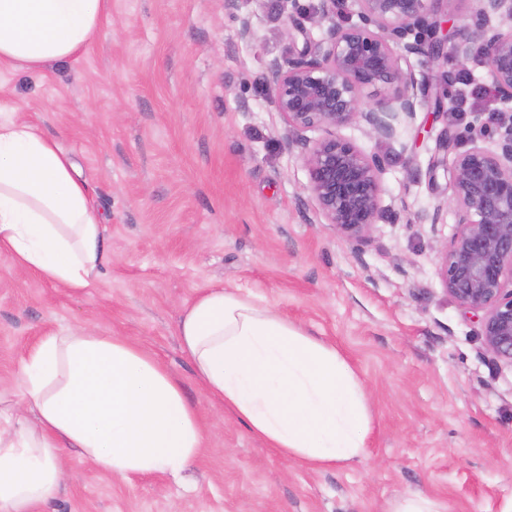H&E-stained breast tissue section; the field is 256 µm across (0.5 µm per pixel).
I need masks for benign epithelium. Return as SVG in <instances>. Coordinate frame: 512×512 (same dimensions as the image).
Wrapping results in <instances>:
<instances>
[{
  "mask_svg": "<svg viewBox=\"0 0 512 512\" xmlns=\"http://www.w3.org/2000/svg\"><path fill=\"white\" fill-rule=\"evenodd\" d=\"M455 0H353L357 21L319 0L315 13L328 23L325 36L304 37L288 58L269 64L268 87L308 171L307 190L329 224L362 246L387 218L382 205L383 158L340 136L365 123L377 138L426 105L448 113V60L465 66L477 59L494 91L512 105V0H473L471 22L448 42L439 17ZM427 59L436 83H418L410 57ZM317 129L316 141L304 132ZM486 126H467L472 146L448 160L458 136L443 129L432 168L449 172V197L458 228L439 255L443 290L463 308L482 313L481 332L494 359L512 364V114L497 115L496 150L477 145Z\"/></svg>",
  "mask_w": 512,
  "mask_h": 512,
  "instance_id": "obj_1",
  "label": "benign epithelium"
}]
</instances>
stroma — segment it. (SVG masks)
Instances as JSON below:
<instances>
[{"instance_id": "1", "label": "stroma", "mask_w": 512, "mask_h": 512, "mask_svg": "<svg viewBox=\"0 0 512 512\" xmlns=\"http://www.w3.org/2000/svg\"><path fill=\"white\" fill-rule=\"evenodd\" d=\"M112 0V23L77 60L0 70V110L20 114L74 153L107 218L112 262L81 295L0 264V381L40 336L88 325L154 354L209 427L180 478L131 483L68 460L58 498L35 512H384L420 493L447 512H499L512 495V365L487 353L481 316L436 272L457 230L444 172H432L442 128L470 148L467 124L501 105L480 64L452 73L462 108H418L395 138L365 126L343 138L385 161L392 219L354 248L306 189L308 172L268 90V65L321 39L299 0ZM250 17L254 37L238 36ZM238 288L336 345L370 400L369 454L348 467L283 459L210 397L180 349L181 307L203 288Z\"/></svg>"}]
</instances>
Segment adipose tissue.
Instances as JSON below:
<instances>
[{
    "mask_svg": "<svg viewBox=\"0 0 512 512\" xmlns=\"http://www.w3.org/2000/svg\"><path fill=\"white\" fill-rule=\"evenodd\" d=\"M111 21L112 0H0V69L75 60ZM104 260L103 217L71 152L0 113V262L81 294ZM176 333L207 393L283 458H366L367 392L335 345L224 287L183 305ZM205 440L179 379L140 345L82 325L40 337L0 391V512L57 499L67 450L121 480L176 477Z\"/></svg>",
    "mask_w": 512,
    "mask_h": 512,
    "instance_id": "obj_1",
    "label": "adipose tissue"
}]
</instances>
